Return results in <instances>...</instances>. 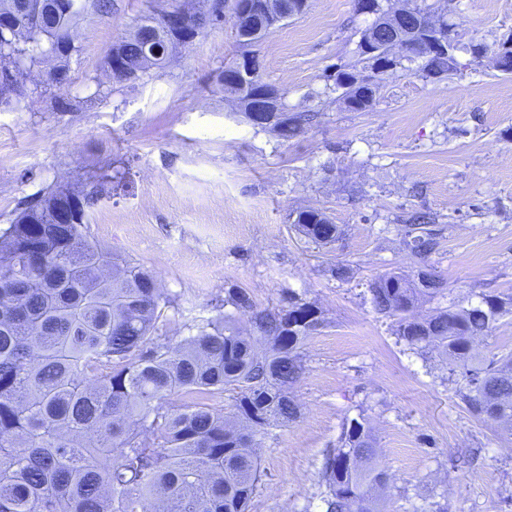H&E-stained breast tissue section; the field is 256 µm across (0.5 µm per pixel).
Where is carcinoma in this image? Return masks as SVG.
<instances>
[{
	"mask_svg": "<svg viewBox=\"0 0 512 512\" xmlns=\"http://www.w3.org/2000/svg\"><path fill=\"white\" fill-rule=\"evenodd\" d=\"M46 2L31 19L28 0H0L19 21L0 30V77L12 84L59 45L45 82L68 81L67 63L78 51L72 0ZM148 44L165 45L151 14L121 39L120 61L141 66ZM417 58L424 78L458 70L455 57L426 48ZM383 61L374 57L368 75L336 67L334 89L348 110H367L362 83L383 79ZM314 116L284 112L269 128L288 141ZM56 192L23 201L0 231V512H247L260 480V436L271 424L298 418L289 389L304 375L300 348L325 326L323 311L293 294L285 307L259 308L246 290L228 288L224 303L247 315L248 328L229 318L194 323L174 343L158 327L170 300L157 276L118 262L85 234L86 211L111 188L102 183L81 194L75 224L55 223L46 203ZM435 221L422 211L404 218L405 246L421 269L439 245ZM293 223L321 245L341 234L314 209L298 211ZM444 291L435 274L426 285L401 272L370 284L371 303L393 320L395 335L448 358L468 408L512 426V354L487 361L472 347L512 307V297L485 295L470 308L415 316L420 301ZM227 391L236 394L241 425L211 404ZM178 395L194 399L174 406ZM320 482L325 512H380L375 492L387 487L388 475L364 415L344 428Z\"/></svg>",
	"mask_w": 512,
	"mask_h": 512,
	"instance_id": "cac0c4a2",
	"label": "carcinoma"
}]
</instances>
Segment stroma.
<instances>
[{"label":"stroma","mask_w":512,"mask_h":512,"mask_svg":"<svg viewBox=\"0 0 512 512\" xmlns=\"http://www.w3.org/2000/svg\"><path fill=\"white\" fill-rule=\"evenodd\" d=\"M181 2L112 0L109 13L84 14L68 84L29 96L49 69L41 64L20 85L21 108L0 107V228L41 190H88L118 173L111 197L88 212L89 236L156 273L170 300L159 324L173 340L224 315L246 325L222 302L228 288L261 308L292 292L323 310L327 325L305 342L293 389L300 416L262 438L247 512H324V455L361 415L389 475L384 512H512V431L474 415L447 362L400 342L369 292L384 273L415 274L402 217L425 209L441 231L428 265L447 290L418 316L512 296V74L494 60L512 38V0H422L455 31L460 71L430 81L403 62L363 112L345 108L330 74L355 62L373 17L354 0H309L255 47L289 110L319 114L288 141L247 123L219 82L242 52L234 0L166 67L134 83L107 76L112 44L142 15ZM306 207L340 226L335 243L299 232L290 216ZM338 263L348 280L332 276Z\"/></svg>","instance_id":"obj_1"}]
</instances>
